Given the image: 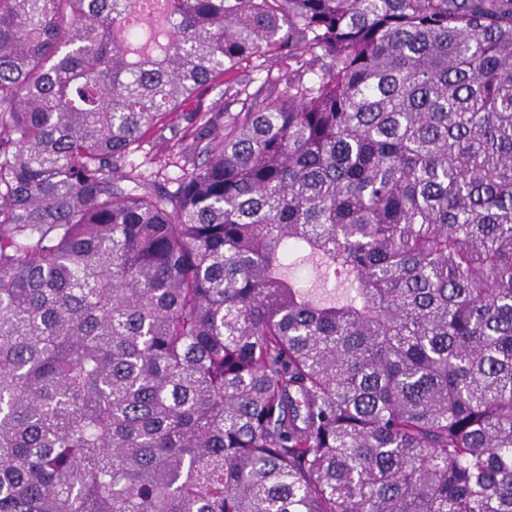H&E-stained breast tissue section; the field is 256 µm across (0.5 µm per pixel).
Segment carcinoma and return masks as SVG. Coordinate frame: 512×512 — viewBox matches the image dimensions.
Instances as JSON below:
<instances>
[{
  "label": "carcinoma",
  "instance_id": "carcinoma-1",
  "mask_svg": "<svg viewBox=\"0 0 512 512\" xmlns=\"http://www.w3.org/2000/svg\"><path fill=\"white\" fill-rule=\"evenodd\" d=\"M139 2L0 0V512H512V0ZM218 91H209L205 93L198 101L195 99L186 106V109L194 108L195 106L200 105L202 109L209 110L211 113L212 119L216 123L224 122V99L219 98ZM187 126L188 124L184 116H182L178 121L169 125L157 126L147 133L141 149L133 157V163L139 166L137 170L139 173H142V176L148 179H154V175L160 168V163L157 162L158 158L162 159L161 164H164V161L176 162L175 158L167 160L171 152L161 154L158 153V151L165 145L173 146L178 143ZM164 157H166V159H164Z\"/></svg>",
  "mask_w": 512,
  "mask_h": 512
}]
</instances>
